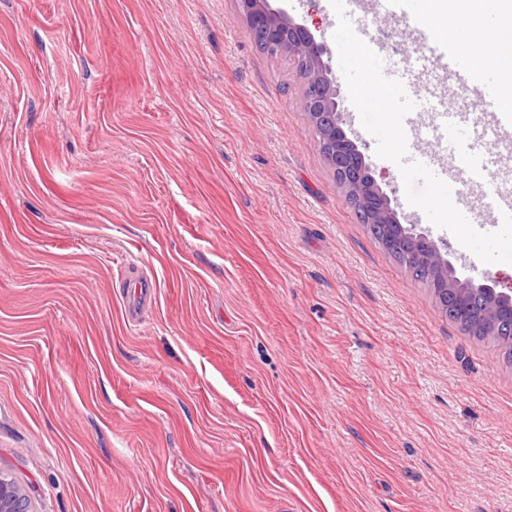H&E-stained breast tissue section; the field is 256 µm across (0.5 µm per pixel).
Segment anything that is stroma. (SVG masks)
Wrapping results in <instances>:
<instances>
[{"mask_svg":"<svg viewBox=\"0 0 512 512\" xmlns=\"http://www.w3.org/2000/svg\"><path fill=\"white\" fill-rule=\"evenodd\" d=\"M271 4L337 61L328 0ZM333 75L405 223L512 286L417 221ZM0 472L32 512H512V364L358 222L237 0H0ZM123 288H127V313L129 319L133 320L145 305L152 303L155 296V283L151 278L139 273L130 274Z\"/></svg>","mask_w":512,"mask_h":512,"instance_id":"35a3bbf8","label":"stroma"}]
</instances>
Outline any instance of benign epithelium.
<instances>
[{"label": "benign epithelium", "mask_w": 512, "mask_h": 512, "mask_svg": "<svg viewBox=\"0 0 512 512\" xmlns=\"http://www.w3.org/2000/svg\"><path fill=\"white\" fill-rule=\"evenodd\" d=\"M238 4L250 29L262 33L266 49L286 45L288 54L300 61L293 78L301 89L304 111L322 130L321 146L346 202L366 213L370 223L385 225L390 249L433 268L438 275L436 291L452 296L460 316H466L477 300L490 320L501 314L512 315V291H499L494 284L479 283L459 273L434 241L416 231L415 225L401 223L397 207L370 172L364 153L346 135L332 67L323 59L326 49L311 31L294 22L288 11L272 7L270 0H238ZM15 495L13 483L1 477L0 512H10Z\"/></svg>", "instance_id": "benign-epithelium-1"}]
</instances>
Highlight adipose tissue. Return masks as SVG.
<instances>
[{"instance_id": "ef3b65f1", "label": "adipose tissue", "mask_w": 512, "mask_h": 512, "mask_svg": "<svg viewBox=\"0 0 512 512\" xmlns=\"http://www.w3.org/2000/svg\"><path fill=\"white\" fill-rule=\"evenodd\" d=\"M420 10L432 22L438 23L445 16H453L465 28L466 40H474L489 25H497L500 41L487 44L482 55L477 56V67L494 63L502 78V92L498 106L512 109V49L503 51V44L512 46V28L504 26L502 19L512 15V0H420Z\"/></svg>"}]
</instances>
